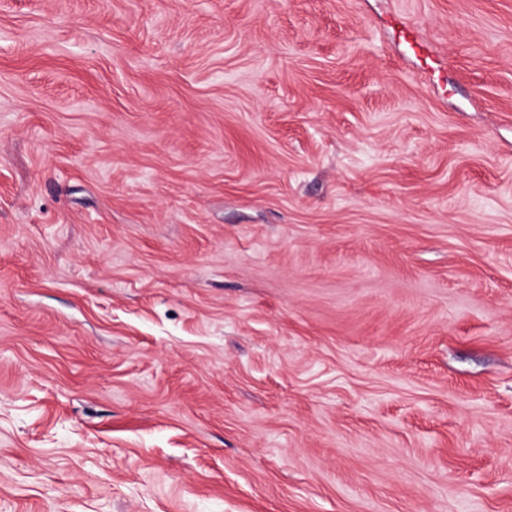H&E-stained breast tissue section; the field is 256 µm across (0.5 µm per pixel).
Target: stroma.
I'll return each instance as SVG.
<instances>
[{
    "label": "stroma",
    "mask_w": 512,
    "mask_h": 512,
    "mask_svg": "<svg viewBox=\"0 0 512 512\" xmlns=\"http://www.w3.org/2000/svg\"><path fill=\"white\" fill-rule=\"evenodd\" d=\"M0 512H512V0H0Z\"/></svg>",
    "instance_id": "obj_1"
}]
</instances>
